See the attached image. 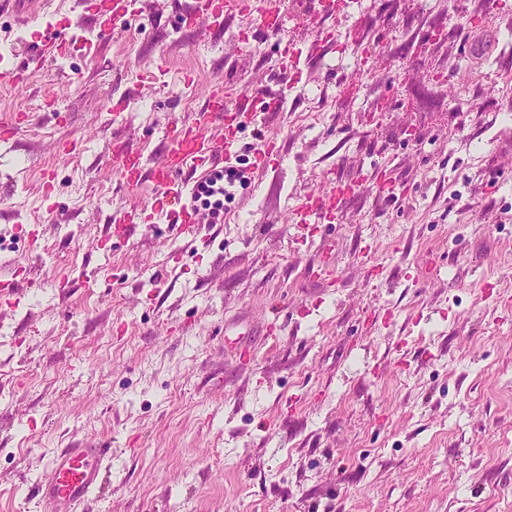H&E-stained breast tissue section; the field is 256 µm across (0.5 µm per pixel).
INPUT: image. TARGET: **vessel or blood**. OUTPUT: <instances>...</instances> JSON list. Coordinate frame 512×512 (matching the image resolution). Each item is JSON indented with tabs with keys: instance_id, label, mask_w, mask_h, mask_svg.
Returning a JSON list of instances; mask_svg holds the SVG:
<instances>
[{
	"instance_id": "obj_1",
	"label": "vessel or blood",
	"mask_w": 512,
	"mask_h": 512,
	"mask_svg": "<svg viewBox=\"0 0 512 512\" xmlns=\"http://www.w3.org/2000/svg\"><path fill=\"white\" fill-rule=\"evenodd\" d=\"M84 11L99 36L108 37L129 17L137 13L138 0H85ZM230 14L255 15L258 28L267 36H277L281 10L277 0H185L178 12L182 27L201 23L221 28ZM72 43L65 31L29 42L23 47L19 62L8 70L11 84L24 86L31 66L47 58L65 54ZM283 89L242 90L228 95L223 87L205 86L202 104L191 118L177 127L170 145L155 163H147L141 152L127 143L115 144L109 156L126 185L137 187L152 182L172 207L169 221L179 232H196L201 228L199 211L182 204L188 179L202 180L218 164L237 160L241 151L238 129L245 119L257 112L280 111L284 104ZM351 181L329 179L327 190L310 192L292 210L294 224H332L341 218L340 202L354 195ZM147 206H132L120 212L117 222L123 235H131L139 226L150 223ZM111 449L63 448L53 454L48 474L39 483L37 496L43 512H78V509L100 487L105 462Z\"/></svg>"
}]
</instances>
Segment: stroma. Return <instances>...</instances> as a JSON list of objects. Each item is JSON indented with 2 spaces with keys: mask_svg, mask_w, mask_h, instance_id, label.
I'll list each match as a JSON object with an SVG mask.
<instances>
[{
  "mask_svg": "<svg viewBox=\"0 0 512 512\" xmlns=\"http://www.w3.org/2000/svg\"><path fill=\"white\" fill-rule=\"evenodd\" d=\"M142 2L107 39L79 0L0 15V60L54 26L86 46L0 77V119L28 116L0 139V271H31L0 301V512H39L52 452L94 445L112 462L87 512H512V0H355L320 43L283 0L279 38L244 51L251 17L183 32ZM283 80L284 110L240 132L281 153L223 223L178 236L161 210L118 233L153 189L124 185L113 141L155 160L204 85ZM314 101L317 126L297 117ZM329 178L359 184L342 220L298 229ZM274 303L275 336L252 335ZM147 211L148 207L145 205L132 206L122 210L115 221L117 224H121V233L125 237H129L141 224H149L152 215Z\"/></svg>",
  "mask_w": 512,
  "mask_h": 512,
  "instance_id": "obj_1",
  "label": "stroma"
}]
</instances>
